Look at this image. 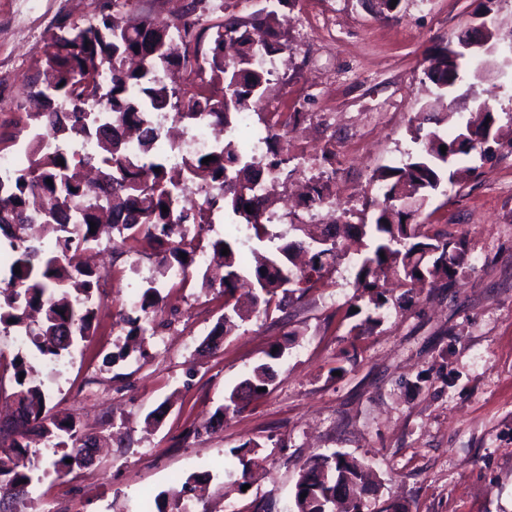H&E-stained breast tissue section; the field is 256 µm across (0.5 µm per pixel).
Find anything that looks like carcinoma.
I'll list each match as a JSON object with an SVG mask.
<instances>
[{
	"mask_svg": "<svg viewBox=\"0 0 512 512\" xmlns=\"http://www.w3.org/2000/svg\"><path fill=\"white\" fill-rule=\"evenodd\" d=\"M121 0H104L96 24L73 25L61 34L53 33L37 52L38 72L28 84L29 97L40 102V111L28 113L34 125L42 126L50 136L74 145L94 143V151L85 153L35 148L29 167L0 181V231L17 244L13 265L20 266L15 279L24 284V302L1 292L0 324L9 321L21 325L29 312L43 314L32 334V344L45 356L71 354L73 348L92 335V313L75 309L73 296L93 294L98 284L95 273L77 263L62 262L57 253L97 241L90 223H103L102 214L112 217L121 243L133 239L162 254L163 271L178 266L188 273L202 274V287H218L224 293V334L231 333L236 321H246L269 307L277 297L305 292L321 281L329 268L341 259L336 232L330 224H292L298 239L276 245L268 257L249 270L243 263L238 242L219 239L211 245V258L224 276L216 284L209 270L196 267L193 258H181L184 252L173 239L174 229L182 224H205L204 210L177 200L173 179L158 146V135L151 126L143 127L150 112L176 109L174 118L193 122L210 118L226 130L237 126L239 115L251 111L263 97L268 72L260 64L263 56L282 50L275 39L257 44L251 30L264 28L277 36V12L263 9L243 19L233 14L224 20L204 25L210 11L209 0H191L184 14L170 24H156L146 18L127 19L120 11ZM184 28V51L178 64L190 68L195 78L184 87H168L157 77L172 61L167 55L171 31ZM141 57L139 68H126L132 56ZM432 66L424 70L439 94L450 92L448 80H457L464 65L448 57V45H440L429 56ZM111 74L108 85L99 76ZM136 86L140 94L132 97L128 88ZM303 118L301 112L278 113L279 129L272 141L293 131ZM415 139L422 148L408 156L400 166H384L374 175L380 195L370 201L371 217L357 224L361 237L369 240L367 252L357 263L355 284L372 293V312L366 321L375 323L388 304L380 282L390 276L402 285L414 288L426 282L452 286L467 268L469 247L462 236L454 238L430 235L419 220L428 200L445 184H456L475 174L477 167L465 164L473 151L484 157L494 147L512 148V130L497 124L494 113L479 112L464 121L455 120V112H422L417 117ZM434 128L424 130V125ZM137 128L140 152L137 159L125 156L123 130ZM446 153H441V146ZM270 158L264 165L255 163L242 151L235 137L224 138V147L211 153L215 160L204 164L203 157L190 156L182 161L183 171L201 184L224 185V196L213 202L229 216L247 225L258 240H272L265 224L269 194L259 195L255 186L263 182V169L282 175L292 158L268 148ZM64 164H59V161ZM52 184H47V180ZM168 212H162V207ZM43 212V222L59 232L57 251L46 254L20 237L23 213ZM228 248V254L221 253ZM247 283L255 292L247 303H230L233 292ZM159 302V289L146 288L139 301L142 315L132 320V331L141 336L154 335L149 317ZM271 365H256L225 396L216 418L239 412L260 399V389L269 386ZM13 397L20 416L18 421L0 424V482L15 489L9 512H27L32 502L33 480L40 469L41 455L29 445L28 433L34 432L53 449L50 467L62 477L86 466L85 448L90 438L74 419L60 420L48 408L50 394L24 363L17 359ZM368 473L356 458L345 453L322 457L299 471L296 488L323 501L326 512H363L361 492Z\"/></svg>",
	"mask_w": 512,
	"mask_h": 512,
	"instance_id": "carcinoma-1",
	"label": "carcinoma"
}]
</instances>
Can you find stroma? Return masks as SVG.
Returning a JSON list of instances; mask_svg holds the SVG:
<instances>
[{"mask_svg": "<svg viewBox=\"0 0 512 512\" xmlns=\"http://www.w3.org/2000/svg\"><path fill=\"white\" fill-rule=\"evenodd\" d=\"M103 0H0V152L28 134L27 83L58 27L93 22ZM478 0H401L388 18L369 0H287L278 12L286 47L280 82L260 112H302L288 135L295 169L289 218L309 210L293 185L329 181L332 208L350 222L376 195L373 173L390 154L420 149L412 120L434 100L425 59L469 26ZM453 109L479 104L512 121V67L468 77ZM462 184L441 188L424 214L429 233L467 238L468 266L453 287L439 284L392 300L382 321L359 325L367 299L352 272L356 238L326 278L289 307L251 319L207 347L224 297L198 286L163 289L154 335L129 336V257L116 250L95 293L103 312L76 364L36 377L51 389L56 416L83 434L110 436L107 453L84 469L45 476L32 512H153L180 498L189 512H295L296 481L308 459L334 452L364 463L372 486L364 512L394 503L406 512H512V152L477 160ZM269 393L198 427L267 352ZM205 476L202 484L189 483Z\"/></svg>", "mask_w": 512, "mask_h": 512, "instance_id": "35a3bbf8", "label": "stroma"}]
</instances>
